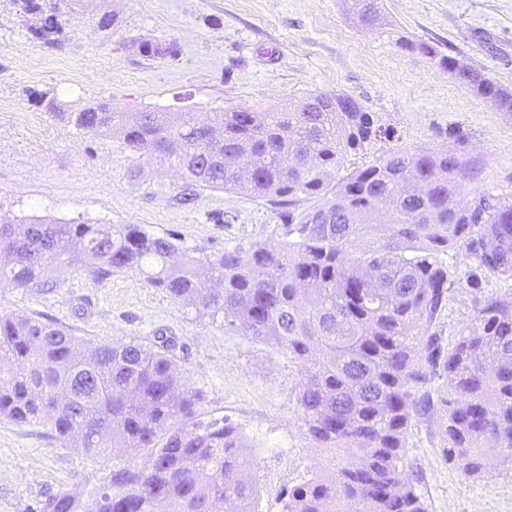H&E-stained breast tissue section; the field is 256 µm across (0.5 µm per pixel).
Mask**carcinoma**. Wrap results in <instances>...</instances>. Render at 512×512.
<instances>
[{
  "label": "carcinoma",
  "instance_id": "cac0c4a2",
  "mask_svg": "<svg viewBox=\"0 0 512 512\" xmlns=\"http://www.w3.org/2000/svg\"><path fill=\"white\" fill-rule=\"evenodd\" d=\"M441 65L477 95L512 111V92L477 68ZM81 131L115 135L198 188L231 190L292 208L316 198L291 239L206 254L138 224L0 217V284L38 287L45 273L132 270L199 317L286 352L302 367L297 403L308 438L332 452L329 472L287 491L284 512H428L404 463L412 421L445 406L443 456L479 478L512 459V293L486 297L475 325L448 345L437 319L457 285L441 258L464 250L512 279V201L457 200L464 159L393 148L330 186L351 151L387 136L347 94L311 93L288 107L190 112L70 113ZM440 380L454 398L435 399ZM195 395L170 346L91 344L51 321L0 314V419L41 424L94 457L114 448L140 465L112 473L92 512H253L252 460L235 427L197 419ZM41 512H80L61 491Z\"/></svg>",
  "mask_w": 512,
  "mask_h": 512
}]
</instances>
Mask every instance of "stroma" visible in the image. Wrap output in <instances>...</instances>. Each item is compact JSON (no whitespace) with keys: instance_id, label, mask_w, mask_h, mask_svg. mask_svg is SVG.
Segmentation results:
<instances>
[{"instance_id":"stroma-1","label":"stroma","mask_w":512,"mask_h":512,"mask_svg":"<svg viewBox=\"0 0 512 512\" xmlns=\"http://www.w3.org/2000/svg\"><path fill=\"white\" fill-rule=\"evenodd\" d=\"M57 46L35 40L19 0H0V214L58 221L138 224L209 254L237 245L277 246L287 218L235 191L197 190L117 137L81 132L53 114L105 102L133 112L204 116L246 106L266 112L313 92L345 93L374 113L387 138L348 155L332 181L395 147L448 149L468 173L458 200L512 198V112L452 79L454 57L512 91V0H378L362 22L348 0H55ZM173 43L176 57L141 43ZM430 54H422L421 46ZM512 280L483 277L457 288L440 322L448 342L471 325L483 296ZM0 313L50 319L91 343L134 338L172 345L201 420L241 434L258 489L254 512H283L286 490L325 470L328 455L304 433L297 406L301 367L288 354L149 287L138 273H49L27 291L0 285ZM442 417L416 419L405 461L429 512H512V461L468 478L445 461ZM92 457L39 425L0 421V512H39L60 490L89 503L128 465Z\"/></svg>"}]
</instances>
